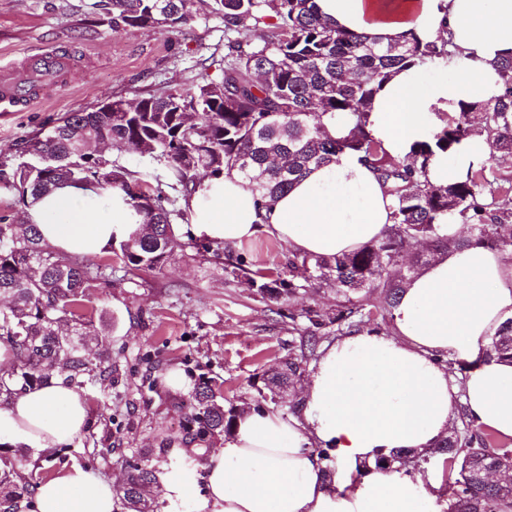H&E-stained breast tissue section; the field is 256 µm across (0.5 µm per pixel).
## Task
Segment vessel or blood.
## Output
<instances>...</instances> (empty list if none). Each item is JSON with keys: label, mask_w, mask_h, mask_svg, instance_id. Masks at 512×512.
Listing matches in <instances>:
<instances>
[{"label": "vessel or blood", "mask_w": 512, "mask_h": 512, "mask_svg": "<svg viewBox=\"0 0 512 512\" xmlns=\"http://www.w3.org/2000/svg\"><path fill=\"white\" fill-rule=\"evenodd\" d=\"M69 67L66 57L55 51H46L32 56L18 70L0 73V104L12 106L18 103L31 104L35 100L38 76L61 77Z\"/></svg>", "instance_id": "obj_1"}]
</instances>
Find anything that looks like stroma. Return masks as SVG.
Wrapping results in <instances>:
<instances>
[{"label":"stroma","instance_id":"35a3bbf8","mask_svg":"<svg viewBox=\"0 0 512 512\" xmlns=\"http://www.w3.org/2000/svg\"><path fill=\"white\" fill-rule=\"evenodd\" d=\"M101 0H0V69L21 67L27 55L56 49L69 54L63 83L40 90L41 102L18 112H0V167L12 166L28 142L45 136L67 112L92 110L119 97L126 100L171 88H187L202 74L220 78L224 21L209 0L181 31H112ZM287 243L267 233L198 250L182 238L161 270H129L119 249H106L112 281L91 290L89 334L92 358L108 353L112 372L85 391L89 421L52 464L33 468L21 448L0 450V460L24 465L41 481L78 464L106 480H122L129 462L142 459L158 474L193 446L185 403L200 379L212 380L225 408L264 403L288 415L300 397L286 391L268 400L267 379L298 346L304 329L301 308L336 304L331 283L295 297L262 296L236 269L282 267ZM177 373L181 388L168 384Z\"/></svg>","mask_w":512,"mask_h":512}]
</instances>
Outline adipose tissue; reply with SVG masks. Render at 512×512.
Segmentation results:
<instances>
[{"mask_svg":"<svg viewBox=\"0 0 512 512\" xmlns=\"http://www.w3.org/2000/svg\"><path fill=\"white\" fill-rule=\"evenodd\" d=\"M336 26L383 43L448 39L449 76L425 80L421 68L396 72L376 96L369 128L392 156L405 157L461 99L500 91L496 60L512 56V0H315ZM482 137L439 157L429 178L445 183L487 156ZM390 198L358 156L311 168L287 194L264 205L230 172L203 181L190 202L194 234L240 242L265 232L299 253L333 256L381 238ZM44 242L95 255L135 228L120 194L65 185L25 215ZM390 335L364 331L327 346L309 375L298 415L250 408L221 448L203 461H178L160 482L164 500L206 492L198 512H438L432 471L383 465L396 452L428 453L447 436L458 409L475 428L512 438V362L488 358L495 331L512 317V259L481 245L439 254L406 283ZM465 364L463 376L448 362ZM76 388L54 380L16 393L0 407V442L49 459L86 429ZM113 484L74 466L39 483L35 512H115Z\"/></svg>","mask_w":512,"mask_h":512,"instance_id":"1","label":"adipose tissue"}]
</instances>
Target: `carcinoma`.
Listing matches in <instances>:
<instances>
[{"mask_svg":"<svg viewBox=\"0 0 512 512\" xmlns=\"http://www.w3.org/2000/svg\"><path fill=\"white\" fill-rule=\"evenodd\" d=\"M224 18L222 78L202 76L188 89H169L137 100L135 112H68L42 138L27 146L30 158L10 170L0 168V182L36 200L60 185H90L123 195L139 226L118 241L131 270L161 269L180 246L177 224L187 222L178 198L189 200L201 186L199 175L217 177L237 171L269 204L286 194L311 166L327 164L339 154H357L391 196L392 224L383 236L354 251L331 257L288 251V272L301 269L303 281L283 279L258 269L252 282L272 297L295 296L330 281L336 309L313 307L300 316L308 322L307 339L290 351L281 372L267 383L271 396L300 382L316 356V331L331 327L352 336L367 326L390 335L400 292L420 267L438 254L472 244L512 256V177L494 167L498 157L512 156V56L496 69L500 93L489 99L461 101L440 117L431 137L401 159L388 154L369 129V109L391 75L413 66H445L449 41L423 43L416 38L379 45L367 37L338 29L316 11L314 0H214ZM112 31L158 29L178 32L196 14V0H108ZM276 19L275 31L258 45H242L232 34ZM339 116L331 136L326 115ZM482 136L489 156L469 165L464 176L434 184L429 166ZM90 140H109L119 151L156 163L161 171H131L118 160L86 150ZM45 159L48 177L38 190L24 184ZM180 193L171 196L166 189ZM442 224H466L469 235L440 234ZM424 240L429 254L403 267L400 256ZM112 277L105 260L62 255L41 238L34 224L0 218V342L14 354L12 368L0 375V407L18 391L45 385L54 377L77 388L95 385L107 368L90 360L86 335L88 288ZM485 355L512 358V317L492 337ZM189 430L201 441L228 434L236 413L224 409L209 382L191 393ZM445 437L430 456L448 470V512H500L512 503V448L472 425ZM148 465L134 461L119 496L128 512H155ZM35 485L13 467L0 469V512H33Z\"/></svg>","mask_w":512,"mask_h":512,"instance_id":"carcinoma-1","label":"carcinoma"}]
</instances>
